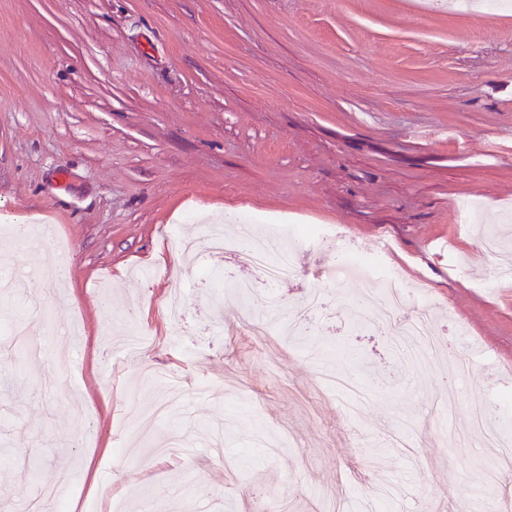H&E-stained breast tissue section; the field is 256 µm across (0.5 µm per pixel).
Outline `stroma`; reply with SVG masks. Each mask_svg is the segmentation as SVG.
Segmentation results:
<instances>
[{
    "label": "stroma",
    "mask_w": 512,
    "mask_h": 512,
    "mask_svg": "<svg viewBox=\"0 0 512 512\" xmlns=\"http://www.w3.org/2000/svg\"><path fill=\"white\" fill-rule=\"evenodd\" d=\"M512 253V11L418 12L413 0H0V252L26 287L0 298V512L47 505L68 476L123 512H498L480 439L456 444L476 410L512 432V284L486 287L488 261L458 202ZM235 212L256 239L325 227L403 283H425L443 350L470 371L404 363L382 330L355 324L348 274L310 246L277 283L265 341L237 326L239 302L211 269L256 280L250 253L189 265L170 226L198 233ZM50 224L69 278L48 288L46 246L9 237ZM326 290L305 339L288 320ZM370 361L360 410L319 373L342 352ZM178 373L182 393L152 457L126 412L150 413ZM405 416L421 426L404 449ZM224 464L215 466V451Z\"/></svg>",
    "instance_id": "obj_1"
}]
</instances>
